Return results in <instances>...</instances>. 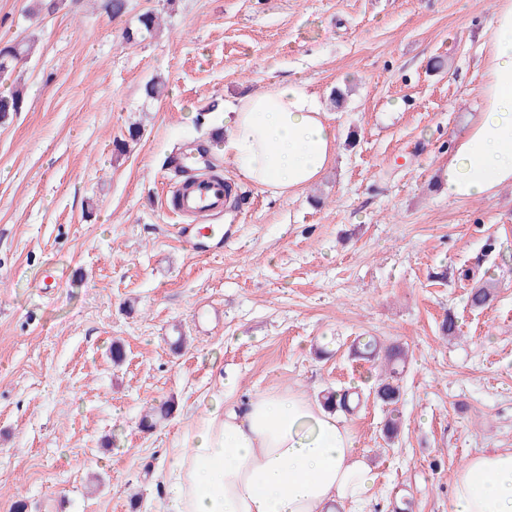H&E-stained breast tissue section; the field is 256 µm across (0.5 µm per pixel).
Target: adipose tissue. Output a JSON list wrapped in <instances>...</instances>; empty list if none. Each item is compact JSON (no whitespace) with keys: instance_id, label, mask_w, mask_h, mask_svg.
Masks as SVG:
<instances>
[{"instance_id":"1","label":"adipose tissue","mask_w":512,"mask_h":512,"mask_svg":"<svg viewBox=\"0 0 512 512\" xmlns=\"http://www.w3.org/2000/svg\"><path fill=\"white\" fill-rule=\"evenodd\" d=\"M482 108L444 172L450 198H489L512 186V0H496ZM217 153L256 192L288 197L318 181L336 156L337 131L304 81L242 97L215 118ZM224 400L177 443L161 479L162 512H368L377 474L342 412L287 388ZM448 512H512V448L469 457Z\"/></svg>"}]
</instances>
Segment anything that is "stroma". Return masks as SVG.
Here are the masks:
<instances>
[{
  "label": "stroma",
  "instance_id": "obj_1",
  "mask_svg": "<svg viewBox=\"0 0 512 512\" xmlns=\"http://www.w3.org/2000/svg\"><path fill=\"white\" fill-rule=\"evenodd\" d=\"M31 6L0 0V44H36L17 69L26 107L0 120V512H157L172 448L225 378L242 396L367 387L361 335L408 351L399 438L384 440L376 402L348 419L377 472L370 512H448L466 459L512 448V186L473 200L441 187L481 108L495 0ZM148 10L160 32L126 44ZM154 76L166 88L149 99ZM293 78L337 129L333 165L274 198L209 158L236 232L198 253L166 208L183 179L172 157L211 140L212 108ZM133 118L142 137L116 155ZM480 285L482 310L468 303Z\"/></svg>",
  "mask_w": 512,
  "mask_h": 512
}]
</instances>
